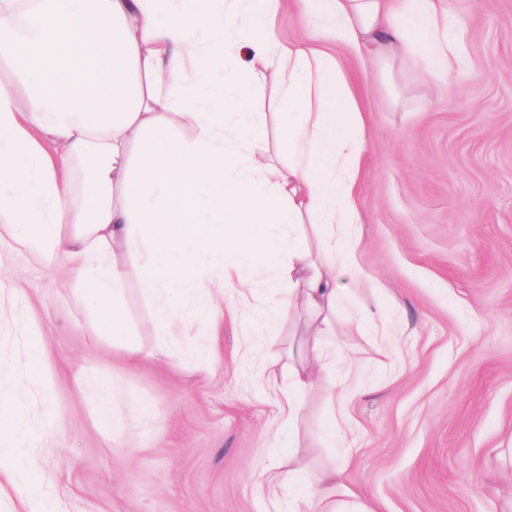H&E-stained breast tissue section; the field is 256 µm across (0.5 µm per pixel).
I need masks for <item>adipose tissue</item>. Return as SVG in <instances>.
Wrapping results in <instances>:
<instances>
[{
	"label": "adipose tissue",
	"mask_w": 512,
	"mask_h": 512,
	"mask_svg": "<svg viewBox=\"0 0 512 512\" xmlns=\"http://www.w3.org/2000/svg\"><path fill=\"white\" fill-rule=\"evenodd\" d=\"M303 2V25L345 56L280 41L263 21L229 31L226 0H34L22 22L0 8V52L26 88L19 100L0 94V238L45 265L68 262L74 299L93 302L120 341L127 271L116 251L139 266L165 328H190L222 298L247 305L263 279L276 318L303 324L293 362L271 355L262 368L291 430L322 381L360 384L354 367L335 373L324 346L368 285L357 262L364 119L345 58L419 64L442 81L468 64L445 0ZM190 67L199 80H184ZM273 69L282 80L268 114L255 91ZM271 123L283 167L258 149ZM179 125L194 137H174ZM30 388L0 380V477L24 512H49L31 451L56 420H29ZM84 389L96 419L123 434L109 379L89 374ZM270 454L257 475L270 512H378L344 466L309 468L294 445Z\"/></svg>",
	"instance_id": "1"
}]
</instances>
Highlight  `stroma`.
Listing matches in <instances>:
<instances>
[{
  "label": "stroma",
  "mask_w": 512,
  "mask_h": 512,
  "mask_svg": "<svg viewBox=\"0 0 512 512\" xmlns=\"http://www.w3.org/2000/svg\"><path fill=\"white\" fill-rule=\"evenodd\" d=\"M466 27L469 67L455 88L404 65L364 74L367 151L357 186L364 221L358 262L382 287L383 308L340 315L326 347L353 359L365 385L347 399L350 451L332 445L329 385L311 391L298 427L312 467L345 463L350 487L381 512H512V0H449ZM0 286L16 291L15 322L0 323V377L28 344L44 342L57 428L38 447L56 512H265L255 481L280 427L258 370L288 328L258 298L237 317L162 332L137 276L122 299L123 351L77 307L63 271L0 240ZM394 322L379 349L373 327ZM254 357L239 343L251 323ZM216 361L200 365L194 346ZM112 379L129 434L113 439L80 391L84 373ZM156 419L132 415L129 399Z\"/></svg>",
  "instance_id": "obj_1"
}]
</instances>
